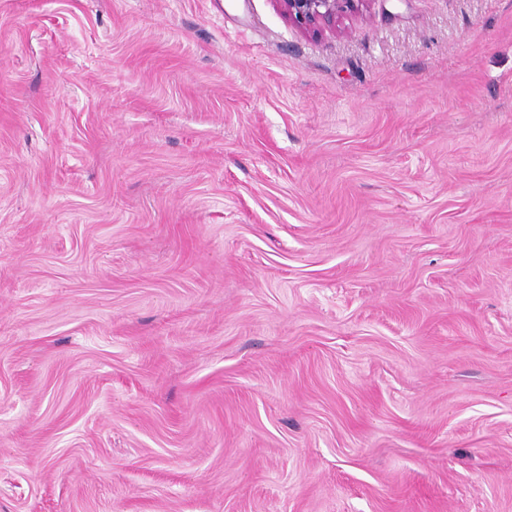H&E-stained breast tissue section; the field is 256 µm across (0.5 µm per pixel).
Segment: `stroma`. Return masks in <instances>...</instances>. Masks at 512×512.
Wrapping results in <instances>:
<instances>
[{"instance_id":"1","label":"stroma","mask_w":512,"mask_h":512,"mask_svg":"<svg viewBox=\"0 0 512 512\" xmlns=\"http://www.w3.org/2000/svg\"><path fill=\"white\" fill-rule=\"evenodd\" d=\"M0 512H512V0H0ZM373 0H276L288 22L299 31L319 35L341 31L344 21L363 16Z\"/></svg>"}]
</instances>
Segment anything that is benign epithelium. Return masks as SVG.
<instances>
[{
  "instance_id": "benign-epithelium-1",
  "label": "benign epithelium",
  "mask_w": 512,
  "mask_h": 512,
  "mask_svg": "<svg viewBox=\"0 0 512 512\" xmlns=\"http://www.w3.org/2000/svg\"><path fill=\"white\" fill-rule=\"evenodd\" d=\"M288 20L299 31L319 35L336 32L344 21L360 17L372 0H275Z\"/></svg>"
}]
</instances>
